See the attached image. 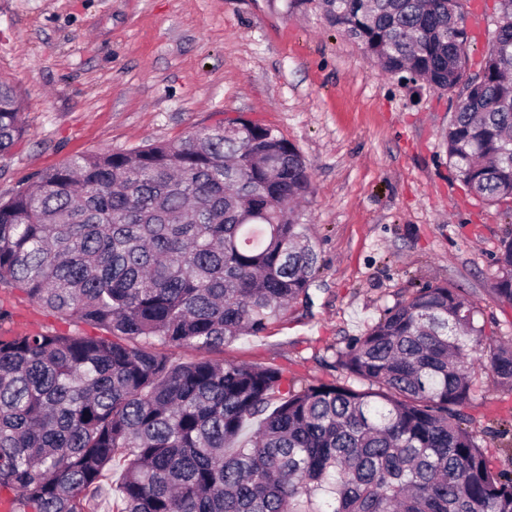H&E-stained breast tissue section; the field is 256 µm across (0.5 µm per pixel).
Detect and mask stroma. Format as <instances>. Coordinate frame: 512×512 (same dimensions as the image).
Segmentation results:
<instances>
[{
	"label": "stroma",
	"mask_w": 512,
	"mask_h": 512,
	"mask_svg": "<svg viewBox=\"0 0 512 512\" xmlns=\"http://www.w3.org/2000/svg\"><path fill=\"white\" fill-rule=\"evenodd\" d=\"M0 77L24 100L25 134L0 157V197L101 150L175 140L239 116L274 127L310 163L301 205L319 254L306 299L227 362L284 369L296 387L344 382L336 351L416 288L448 282L480 307L484 345L512 340L492 288L512 226L448 166L457 100L381 71L307 0H0ZM10 328L57 327L0 288ZM471 430L512 469V391L475 372Z\"/></svg>",
	"instance_id": "obj_1"
}]
</instances>
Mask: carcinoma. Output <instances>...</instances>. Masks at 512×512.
Returning a JSON list of instances; mask_svg holds the SVG:
<instances>
[{"label":"carcinoma","instance_id":"cac0c4a2","mask_svg":"<svg viewBox=\"0 0 512 512\" xmlns=\"http://www.w3.org/2000/svg\"><path fill=\"white\" fill-rule=\"evenodd\" d=\"M298 2L383 72L456 95L448 164L512 219V0L476 64L467 0ZM23 110L0 79L1 156ZM313 192L300 151L240 117L70 158L0 198V288L104 332L0 336V491L15 512H95L116 461L119 512H512V471L463 412L474 355L512 387V345L483 350L464 289L427 284L336 352L365 389L293 392L277 367L207 357L308 295L319 257L295 205ZM497 263L493 293L511 305L512 237Z\"/></svg>","mask_w":512,"mask_h":512}]
</instances>
